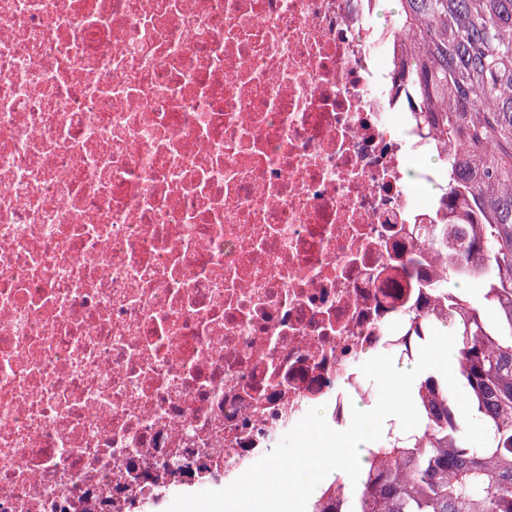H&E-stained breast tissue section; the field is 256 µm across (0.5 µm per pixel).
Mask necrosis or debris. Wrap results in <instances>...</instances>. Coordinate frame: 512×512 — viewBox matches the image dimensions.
I'll return each mask as SVG.
<instances>
[{
	"label": "necrosis or debris",
	"mask_w": 512,
	"mask_h": 512,
	"mask_svg": "<svg viewBox=\"0 0 512 512\" xmlns=\"http://www.w3.org/2000/svg\"><path fill=\"white\" fill-rule=\"evenodd\" d=\"M376 0H0V512L221 489L375 395L472 225Z\"/></svg>",
	"instance_id": "obj_1"
}]
</instances>
